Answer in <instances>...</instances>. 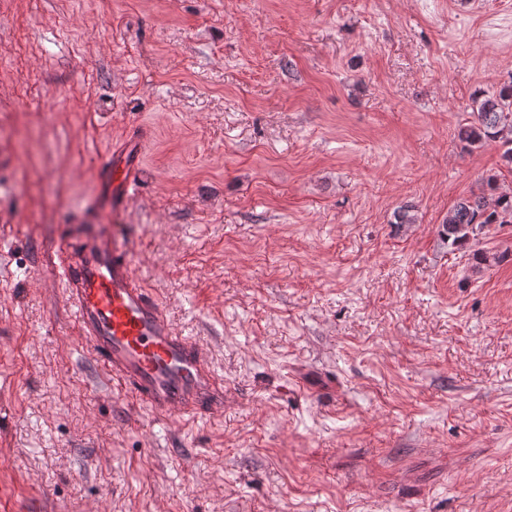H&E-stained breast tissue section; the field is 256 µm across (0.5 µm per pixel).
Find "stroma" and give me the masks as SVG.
Returning a JSON list of instances; mask_svg holds the SVG:
<instances>
[{
	"label": "stroma",
	"instance_id": "obj_1",
	"mask_svg": "<svg viewBox=\"0 0 512 512\" xmlns=\"http://www.w3.org/2000/svg\"><path fill=\"white\" fill-rule=\"evenodd\" d=\"M511 74L512 0H0V512H512V224L437 234ZM97 233L222 412L113 388L49 263ZM470 120L461 124L457 136L470 150L487 141L498 142L503 148L501 159L512 173V74L492 95L477 93L472 100ZM142 172V144L138 137H129L122 146L108 154L100 174V197L104 209L120 208L136 190L135 178Z\"/></svg>",
	"mask_w": 512,
	"mask_h": 512
}]
</instances>
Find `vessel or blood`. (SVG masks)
I'll list each match as a JSON object with an SVG mask.
<instances>
[{"mask_svg":"<svg viewBox=\"0 0 512 512\" xmlns=\"http://www.w3.org/2000/svg\"><path fill=\"white\" fill-rule=\"evenodd\" d=\"M142 144L129 137L113 149L100 174L105 210L136 190ZM52 265L74 309L79 333L113 384L164 421L195 418L224 407V390L203 349L173 328L161 302L136 276L126 244L100 233L57 248Z\"/></svg>","mask_w":512,"mask_h":512,"instance_id":"obj_1","label":"vessel or blood"}]
</instances>
